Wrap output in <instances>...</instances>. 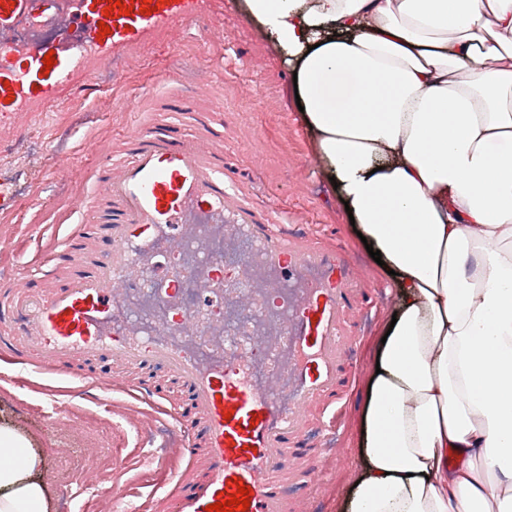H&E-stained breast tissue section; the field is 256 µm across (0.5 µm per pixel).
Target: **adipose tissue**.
Listing matches in <instances>:
<instances>
[{"mask_svg": "<svg viewBox=\"0 0 512 512\" xmlns=\"http://www.w3.org/2000/svg\"><path fill=\"white\" fill-rule=\"evenodd\" d=\"M245 5L399 293L345 512H512V0ZM39 464L0 427V512H49Z\"/></svg>", "mask_w": 512, "mask_h": 512, "instance_id": "1", "label": "adipose tissue"}]
</instances>
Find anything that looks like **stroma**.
Instances as JSON below:
<instances>
[{
	"instance_id": "35a3bbf8",
	"label": "stroma",
	"mask_w": 512,
	"mask_h": 512,
	"mask_svg": "<svg viewBox=\"0 0 512 512\" xmlns=\"http://www.w3.org/2000/svg\"><path fill=\"white\" fill-rule=\"evenodd\" d=\"M207 25L209 44L197 40V23L176 24L56 92L51 111L0 112V182H10L15 195L12 207L0 209V280L28 288L49 269L45 241L78 219L61 209L76 201L112 139L133 128L132 103L166 96L174 85L199 108L221 103L225 166L259 202L287 210L289 223L339 244L377 294L355 324L351 386L336 426L314 441L333 479L311 498L309 512H339L361 467L367 347L395 312L397 289L360 243L301 121L286 55L249 20L243 0H223ZM0 425L39 448L50 512H101L105 490L126 494L141 512H162L173 489L165 459L183 444L173 413L121 390L104 406L70 375L0 353Z\"/></svg>"
}]
</instances>
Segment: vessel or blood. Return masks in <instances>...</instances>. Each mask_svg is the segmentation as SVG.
<instances>
[{"instance_id": "vessel-or-blood-1", "label": "vessel or blood", "mask_w": 512, "mask_h": 512, "mask_svg": "<svg viewBox=\"0 0 512 512\" xmlns=\"http://www.w3.org/2000/svg\"><path fill=\"white\" fill-rule=\"evenodd\" d=\"M121 2L130 15L108 0H75L73 37L21 48L17 66L0 70V112L42 111L47 90L70 86L89 63L118 61L175 23L208 17L212 4L165 0L146 14L143 0ZM58 10V0H0V28L51 27ZM176 110L179 121L152 111L115 138L80 197L78 224L51 244L55 266L38 287L0 282V346L53 370L87 362L83 381L96 367L121 373L123 385H149L153 400L174 405L187 443L168 512H205L234 482L251 489L247 512H308L304 494L322 471L306 439L336 418L350 382L352 316L370 296L334 242L289 232L278 209L225 172L222 107ZM226 232L255 255L234 273L214 260L184 268L156 260L197 258ZM152 268L162 281L151 296L157 313L130 323L127 302ZM188 277L201 298L191 307L182 299ZM201 348L212 356L199 357Z\"/></svg>"}]
</instances>
